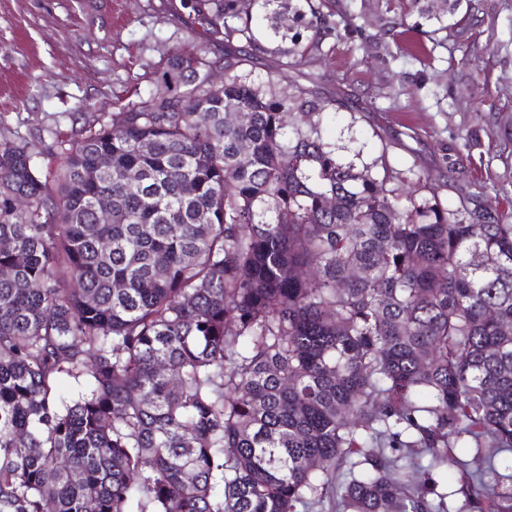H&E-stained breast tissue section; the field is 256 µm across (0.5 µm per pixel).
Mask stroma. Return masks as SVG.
Here are the masks:
<instances>
[{"mask_svg": "<svg viewBox=\"0 0 512 512\" xmlns=\"http://www.w3.org/2000/svg\"><path fill=\"white\" fill-rule=\"evenodd\" d=\"M252 0L250 37L184 0H0V121L51 149L85 116L157 89L173 52L245 56L280 94L306 88L336 157L423 180L448 210L512 211V0ZM319 5L322 21L309 7Z\"/></svg>", "mask_w": 512, "mask_h": 512, "instance_id": "stroma-1", "label": "stroma"}]
</instances>
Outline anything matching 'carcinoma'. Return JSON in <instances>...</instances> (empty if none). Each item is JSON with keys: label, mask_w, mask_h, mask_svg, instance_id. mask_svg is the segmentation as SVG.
Segmentation results:
<instances>
[{"label": "carcinoma", "mask_w": 512, "mask_h": 512, "mask_svg": "<svg viewBox=\"0 0 512 512\" xmlns=\"http://www.w3.org/2000/svg\"><path fill=\"white\" fill-rule=\"evenodd\" d=\"M242 62L174 57L54 191L0 126V512H447L450 468L456 512H512V214L286 137L308 91Z\"/></svg>", "instance_id": "1"}]
</instances>
